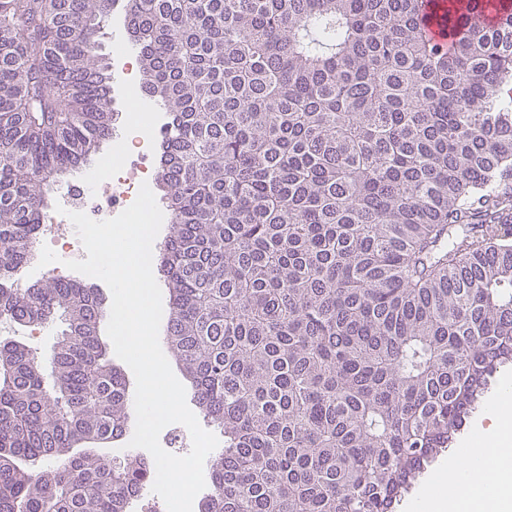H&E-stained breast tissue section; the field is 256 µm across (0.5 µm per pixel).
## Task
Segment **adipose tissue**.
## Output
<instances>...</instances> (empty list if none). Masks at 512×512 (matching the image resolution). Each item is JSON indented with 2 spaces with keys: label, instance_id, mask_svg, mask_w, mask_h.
Masks as SVG:
<instances>
[{
  "label": "adipose tissue",
  "instance_id": "ef3b65f1",
  "mask_svg": "<svg viewBox=\"0 0 512 512\" xmlns=\"http://www.w3.org/2000/svg\"><path fill=\"white\" fill-rule=\"evenodd\" d=\"M511 425L512 385H507L476 422L463 451L435 475L417 512H467L488 501L495 512H512V447L505 443Z\"/></svg>",
  "mask_w": 512,
  "mask_h": 512
}]
</instances>
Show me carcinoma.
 <instances>
[{"instance_id":"obj_1","label":"carcinoma","mask_w":512,"mask_h":512,"mask_svg":"<svg viewBox=\"0 0 512 512\" xmlns=\"http://www.w3.org/2000/svg\"><path fill=\"white\" fill-rule=\"evenodd\" d=\"M116 0H0V512H130L99 289L19 284L58 179L112 140ZM167 112L166 344L224 432L199 512H394L512 361V4L126 0ZM58 460L54 468L46 460ZM125 14L122 7L119 5L112 14L105 19L104 27L102 29L103 35L100 36V47L98 52L111 62L112 67L114 59L112 58L113 50L118 46L117 42L122 41L130 45L128 40V33L124 27ZM60 330L59 324H50L34 331L33 329H22L16 325H10L8 328L0 323V340L5 338L21 340L41 355L44 360H47Z\"/></svg>"}]
</instances>
